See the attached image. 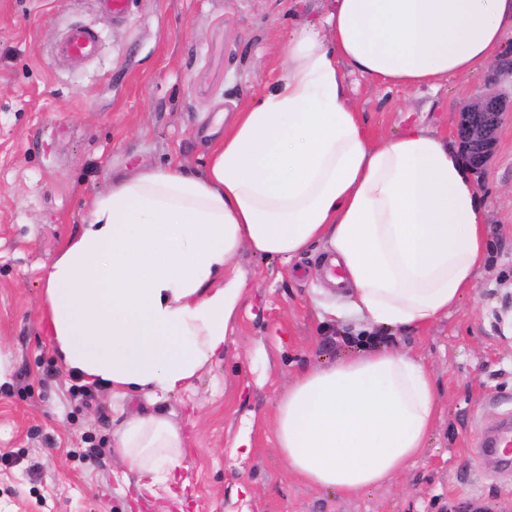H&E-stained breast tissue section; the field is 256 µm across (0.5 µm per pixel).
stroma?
Listing matches in <instances>:
<instances>
[{
    "label": "stroma",
    "instance_id": "obj_1",
    "mask_svg": "<svg viewBox=\"0 0 512 512\" xmlns=\"http://www.w3.org/2000/svg\"><path fill=\"white\" fill-rule=\"evenodd\" d=\"M324 0H0V512H512V465L483 461V431L512 416V113L476 176L489 226L486 266L448 317L380 342L433 377L438 412L423 455L391 481L352 495L304 483L275 450L277 399L305 367L354 352L357 322L318 272L319 252L268 259L241 251L245 298L225 353L158 404L83 383L64 368L42 319L45 272L118 174L182 165L202 172L215 118L261 95L283 41ZM94 56L55 54L73 27ZM512 89L486 69L413 95L354 75L350 95L372 139L408 119L453 135L479 87ZM163 412L186 437L177 494L138 493L114 452L136 413ZM253 430L247 457L230 448Z\"/></svg>",
    "mask_w": 512,
    "mask_h": 512
}]
</instances>
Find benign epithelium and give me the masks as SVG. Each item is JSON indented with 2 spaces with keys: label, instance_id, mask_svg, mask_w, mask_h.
I'll use <instances>...</instances> for the list:
<instances>
[{
  "label": "benign epithelium",
  "instance_id": "benign-epithelium-1",
  "mask_svg": "<svg viewBox=\"0 0 512 512\" xmlns=\"http://www.w3.org/2000/svg\"><path fill=\"white\" fill-rule=\"evenodd\" d=\"M474 100L479 102L478 107L458 113L455 134L461 152L475 169L481 171L495 152L497 132L505 111L512 108V100L493 87L480 90Z\"/></svg>",
  "mask_w": 512,
  "mask_h": 512
}]
</instances>
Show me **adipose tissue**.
<instances>
[{
  "instance_id": "1",
  "label": "adipose tissue",
  "mask_w": 512,
  "mask_h": 512,
  "mask_svg": "<svg viewBox=\"0 0 512 512\" xmlns=\"http://www.w3.org/2000/svg\"><path fill=\"white\" fill-rule=\"evenodd\" d=\"M512 31V0H330L298 24L268 92L209 145L205 169L113 179L50 264L48 332L65 367L124 394L168 395L223 353L246 282L242 249L341 265L362 348L301 371L275 405L277 452L309 485L351 495L423 453L435 385L376 331L421 330L475 286L487 226L454 140L421 123L371 141L347 94L358 75L412 93L470 76ZM115 451L138 490L174 477L186 438L162 413L129 418Z\"/></svg>"
}]
</instances>
